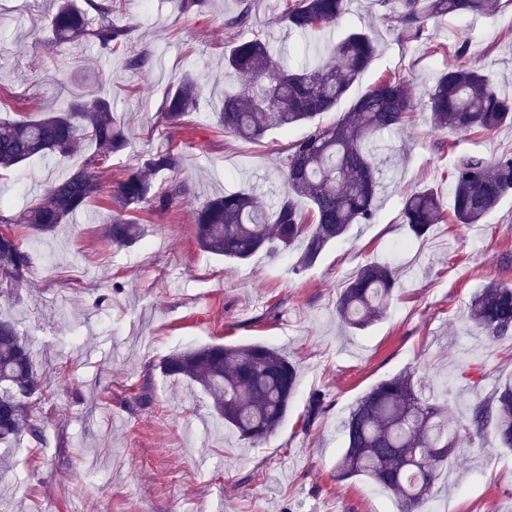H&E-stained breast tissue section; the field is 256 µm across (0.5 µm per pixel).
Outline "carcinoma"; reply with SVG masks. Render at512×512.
I'll return each instance as SVG.
<instances>
[{"label":"carcinoma","instance_id":"obj_1","mask_svg":"<svg viewBox=\"0 0 512 512\" xmlns=\"http://www.w3.org/2000/svg\"><path fill=\"white\" fill-rule=\"evenodd\" d=\"M60 0L49 26L58 43L91 39L111 52L126 41L128 30L112 22L113 0ZM351 0H295L281 20L288 30L315 38L349 12ZM394 13L410 42L428 45L438 54L453 49L458 64L440 72L428 88L425 109L437 129L477 130L491 135L512 127V94L492 86L482 67L470 58V43H448L428 34L427 21L440 15H489L498 0H395ZM230 28L252 25L249 5L226 19ZM376 54L373 40L351 31L326 45L297 71L284 69L269 43L259 37L235 42L224 55V98L216 110L224 131L255 142L274 130L310 123L335 110ZM203 89L186 73L166 93L162 111L179 125L199 111ZM416 110L404 75L393 72L355 99L336 123L317 126L289 145L282 161L287 188L271 204L252 192H233L207 200L194 213L197 241L204 252L229 262L250 259L264 249L286 252L305 242L297 264H313L324 248L343 239L354 224H369L382 171L377 157L383 136L400 129ZM94 146L78 169L51 183L45 192L0 223L22 224L49 234L82 213L100 191L102 173L112 155L130 142L112 113V101L80 94L59 106H46L19 120H0V172L33 157L66 160ZM178 154L158 150L117 182L108 239L130 247L144 231L130 213L143 205L168 209L181 188L156 190L161 175L177 171ZM512 193V154L494 160L480 155L460 158L452 172L450 209L457 224H480ZM305 199L302 209L298 200ZM403 223L416 238L443 221L441 197L432 188L404 196ZM32 253L10 232L0 230V297L25 281ZM396 270L386 262L361 266L341 288L336 312L355 329L367 327L395 296ZM467 317L489 340L512 336V285L492 282L471 299ZM170 376L201 385L214 398V409L240 440L255 444L272 434L288 413L296 394V366L278 349L261 343H212L175 352L163 362ZM42 378L14 322L0 318V445L10 446L27 434L41 439L42 427L32 415L30 399ZM326 410L325 395L311 396L304 426ZM503 448L512 449V384L499 386L492 398L475 405L468 417L454 423L448 411L422 393L416 369L385 379L351 409L343 421L344 448L336 461V478L361 477L387 491L398 512H424L437 469L447 462L464 435L480 437L487 430Z\"/></svg>","mask_w":512,"mask_h":512}]
</instances>
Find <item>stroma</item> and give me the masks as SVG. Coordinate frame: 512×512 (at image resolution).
I'll return each instance as SVG.
<instances>
[{"label":"stroma","instance_id":"1","mask_svg":"<svg viewBox=\"0 0 512 512\" xmlns=\"http://www.w3.org/2000/svg\"><path fill=\"white\" fill-rule=\"evenodd\" d=\"M113 21L127 25L123 47L105 56L92 42L49 45L54 0H0V116L15 118L40 104L86 91L112 99L130 146L113 156L102 188L77 223L34 234L12 233L31 249L28 281L0 301L28 342L43 391L32 409L42 438H18L0 464V512H396L389 494L363 478L340 481L341 424L382 379L409 367L419 372L451 419L512 380V339L490 342L467 320L470 298L489 282L512 284V195L482 224H438L411 239L401 219L406 193L448 191L463 156L512 152V128L491 135L434 129L423 107L435 76L455 63L404 42L383 0H353L333 39L368 33L379 50L336 111L398 70L417 104L409 123L389 134L385 188L371 224L353 225L316 262L298 268L301 244L262 251L243 262L200 250L194 211L208 198L253 189L273 201L282 189L280 162L310 125L273 131L247 142L219 129L210 110L184 124L166 123L162 101L192 72L219 101L227 46L261 36L285 65L301 63L307 38L289 33L285 0H251L253 26L228 29L239 0H117ZM428 30L442 40H469L490 81L512 92V0L492 16L443 15ZM148 52L146 71L121 68L123 57ZM180 155V167L158 177L181 185L179 203L139 208L142 242L114 248L104 233L116 207L113 187L159 149ZM33 158L0 175V198L25 208L52 182L79 166ZM409 241L399 254L389 242ZM386 261L399 273L397 296L371 325L344 327L336 297L356 270ZM264 343L293 361L300 385L274 434L250 445L215 413L210 396L189 380L166 376L173 352L209 343ZM328 408L313 425L304 414L311 393ZM428 512H512V452L493 432L463 442L441 470Z\"/></svg>","mask_w":512,"mask_h":512}]
</instances>
